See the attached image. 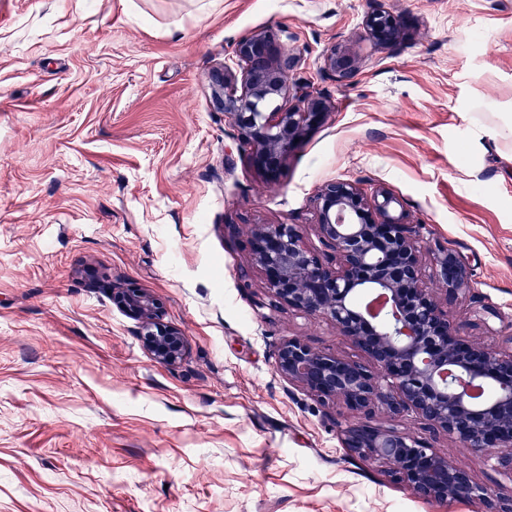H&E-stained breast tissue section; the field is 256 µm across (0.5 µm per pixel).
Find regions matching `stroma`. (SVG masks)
<instances>
[{
  "label": "stroma",
  "instance_id": "obj_1",
  "mask_svg": "<svg viewBox=\"0 0 512 512\" xmlns=\"http://www.w3.org/2000/svg\"><path fill=\"white\" fill-rule=\"evenodd\" d=\"M392 49L360 38L376 3ZM273 30L329 113L267 182L214 100L241 37ZM350 44L356 76L322 71ZM512 0H0V512H486L415 498L352 457V417L288 383L296 337L357 351L328 322L268 306L253 224H300L318 246L329 181L385 186L428 247L469 262L512 341ZM237 225L230 234L229 225ZM139 288L180 328L152 358L113 287ZM409 433L498 506L493 460Z\"/></svg>",
  "mask_w": 512,
  "mask_h": 512
}]
</instances>
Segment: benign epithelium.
<instances>
[{
  "mask_svg": "<svg viewBox=\"0 0 512 512\" xmlns=\"http://www.w3.org/2000/svg\"><path fill=\"white\" fill-rule=\"evenodd\" d=\"M402 36L399 17L378 6L367 14L361 37L390 49ZM277 35L265 30L235 45L239 71L213 74L214 95L231 118L257 169L274 179L295 146L327 115L326 105L303 87L290 88L287 75L301 63L278 51ZM323 69L349 81L357 67L349 45L323 55ZM399 201L379 186L366 193L336 180L316 194L317 228L332 259L310 248L301 224H257L248 244L250 262L241 271L265 275L269 306L324 319L379 369L316 350L290 338L277 353V368L288 382L322 400H340L357 420L342 430L350 454L387 463L390 474L414 495L444 505L479 499L499 512L493 493L474 483L451 459L421 440L372 422L381 409L394 418L410 414L474 453L497 460L512 483V350L459 336L448 321V305L461 298L479 302L471 269L460 254L432 252L431 271L422 261L418 226L397 211ZM120 307L146 321L145 343L152 357L173 365L184 355L183 334L160 321L155 300L139 288L117 295Z\"/></svg>",
  "mask_w": 512,
  "mask_h": 512,
  "instance_id": "7a95c632",
  "label": "benign epithelium"
}]
</instances>
